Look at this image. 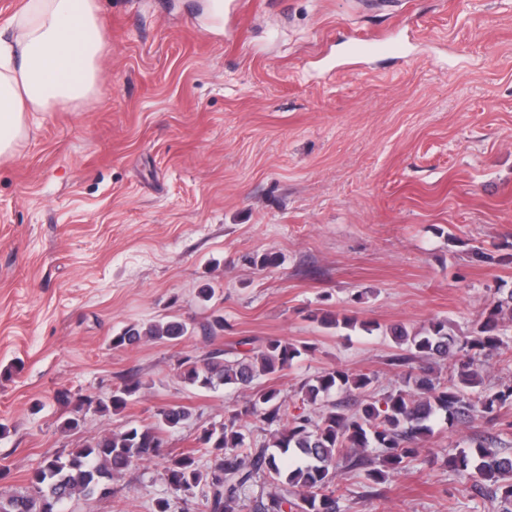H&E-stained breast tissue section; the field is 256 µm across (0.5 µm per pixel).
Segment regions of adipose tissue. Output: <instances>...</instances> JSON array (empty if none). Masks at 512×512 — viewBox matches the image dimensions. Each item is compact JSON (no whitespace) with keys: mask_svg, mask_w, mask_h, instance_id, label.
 <instances>
[{"mask_svg":"<svg viewBox=\"0 0 512 512\" xmlns=\"http://www.w3.org/2000/svg\"><path fill=\"white\" fill-rule=\"evenodd\" d=\"M102 48L97 0H28L0 29V158L33 115L93 94Z\"/></svg>","mask_w":512,"mask_h":512,"instance_id":"adipose-tissue-1","label":"adipose tissue"}]
</instances>
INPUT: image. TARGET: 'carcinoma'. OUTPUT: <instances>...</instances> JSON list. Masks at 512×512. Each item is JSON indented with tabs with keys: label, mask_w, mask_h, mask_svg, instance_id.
Segmentation results:
<instances>
[{
	"label": "carcinoma",
	"mask_w": 512,
	"mask_h": 512,
	"mask_svg": "<svg viewBox=\"0 0 512 512\" xmlns=\"http://www.w3.org/2000/svg\"><path fill=\"white\" fill-rule=\"evenodd\" d=\"M325 329L373 331V323L348 315L320 310L310 315ZM512 327V289L497 288L481 319L466 336H457L448 321L437 320L420 333H409L393 324L389 334L400 349L391 362L407 368L402 384L376 398L368 390L375 377L351 374L343 369L324 371L301 385L303 400L319 406L317 416L290 411V404L271 387L256 385L261 377L290 368L294 361L313 352L308 344L269 339L257 351L226 356L222 349L197 359L181 355L176 359L182 381L194 388L215 389L233 385L248 391L244 404L229 412L224 422L203 429L198 447L215 457L201 472L196 450L168 458L166 480L177 494L193 495L200 512H234L256 483L270 490L253 497V512H342L338 474L362 469L374 484L386 481L419 457L420 443L432 433L433 423L466 424L474 418L491 417L512 405V386L488 392L479 371L480 357L508 345L507 329ZM188 333L179 319L146 327L129 325L112 337V347H128L144 339L180 342ZM451 361L446 379L418 360ZM143 388L136 374H128L105 397L86 395L88 404L101 413H117ZM356 393L363 396L360 409L347 415L333 395ZM192 412L184 406L157 410V422L131 426L102 435L67 455L45 456L31 470L28 486L21 492L0 495V512H45L52 503L76 496L93 497L112 490L114 477L140 461L160 455L161 433L189 420ZM253 418L269 437L253 447L246 440L241 422ZM457 474L501 493L504 509L512 506V457L502 453L495 440H476L447 460Z\"/></svg>",
	"instance_id": "cac0c4a2"
}]
</instances>
